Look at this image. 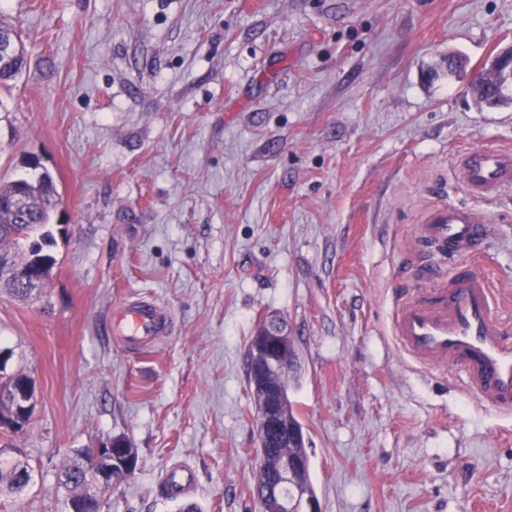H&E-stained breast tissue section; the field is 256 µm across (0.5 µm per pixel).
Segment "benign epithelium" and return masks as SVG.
I'll list each match as a JSON object with an SVG mask.
<instances>
[{
    "mask_svg": "<svg viewBox=\"0 0 512 512\" xmlns=\"http://www.w3.org/2000/svg\"><path fill=\"white\" fill-rule=\"evenodd\" d=\"M19 54V42L0 31V66L11 63ZM9 275L36 292L41 281L32 270L12 264L9 257L0 252V274ZM297 354L293 337L286 325L270 319L260 325L258 335L248 351L247 368L253 388L260 396V405L254 415V427L259 455L268 460L273 481L263 493V512H321L319 501L309 489L307 470L309 465L299 458L275 451L288 440L292 428L288 424V393L278 385V378L295 365ZM13 407L9 418L32 414L34 387L31 379L13 383ZM129 444L123 439H110L98 444L85 457L87 470L97 479L101 492H108L114 483L129 477L138 466V457L128 451Z\"/></svg>",
    "mask_w": 512,
    "mask_h": 512,
    "instance_id": "7a95c632",
    "label": "benign epithelium"
}]
</instances>
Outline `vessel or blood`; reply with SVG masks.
I'll list each match as a JSON object with an SVG mask.
<instances>
[{"mask_svg": "<svg viewBox=\"0 0 512 512\" xmlns=\"http://www.w3.org/2000/svg\"><path fill=\"white\" fill-rule=\"evenodd\" d=\"M464 191L496 198L512 191V150L495 144L464 152L457 165ZM486 215L463 203L431 212L420 227L419 243L440 256L467 255L480 249L487 235ZM428 281L413 300L397 311L393 330L402 348L433 372L455 371L465 391L495 411L512 413V335L502 326L488 282L474 270L436 266L420 271ZM171 318L159 306L131 303L112 322L122 344L140 350L166 334Z\"/></svg>", "mask_w": 512, "mask_h": 512, "instance_id": "b4317fda", "label": "vessel or blood"}]
</instances>
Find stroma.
I'll return each instance as SVG.
<instances>
[{"instance_id": "1", "label": "stroma", "mask_w": 512, "mask_h": 512, "mask_svg": "<svg viewBox=\"0 0 512 512\" xmlns=\"http://www.w3.org/2000/svg\"><path fill=\"white\" fill-rule=\"evenodd\" d=\"M27 66L0 91V180L51 172L55 264L0 293L26 432L0 454L34 482L0 512H61L57 471L115 436L136 448L112 512H261L247 346L261 320L295 341L288 395L322 512H512V416L432 375L392 333L422 281L419 226L466 201L468 147L512 149V107L475 80L512 47V0H0ZM463 57L449 74V54ZM479 268L512 320V195ZM169 313L128 350L112 314ZM189 469L193 492L163 477ZM10 389L14 396L13 407L11 414L7 415L5 418H11L22 423L21 418L19 417V413L23 416H29V418H31L32 414V400L34 397V387L32 381L27 377L26 380H23L19 383H12Z\"/></svg>"}]
</instances>
